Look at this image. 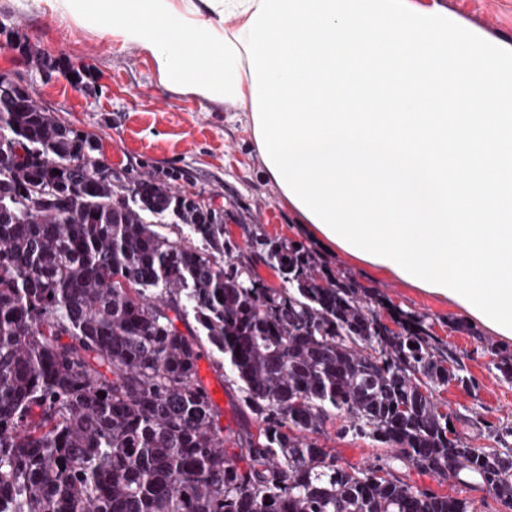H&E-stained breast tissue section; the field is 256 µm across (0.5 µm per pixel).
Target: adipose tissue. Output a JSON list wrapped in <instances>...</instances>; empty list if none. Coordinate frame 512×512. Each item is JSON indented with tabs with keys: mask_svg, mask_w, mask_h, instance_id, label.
<instances>
[{
	"mask_svg": "<svg viewBox=\"0 0 512 512\" xmlns=\"http://www.w3.org/2000/svg\"><path fill=\"white\" fill-rule=\"evenodd\" d=\"M165 85L248 111L267 175L336 253L512 342V44L438 0H54Z\"/></svg>",
	"mask_w": 512,
	"mask_h": 512,
	"instance_id": "obj_1",
	"label": "adipose tissue"
}]
</instances>
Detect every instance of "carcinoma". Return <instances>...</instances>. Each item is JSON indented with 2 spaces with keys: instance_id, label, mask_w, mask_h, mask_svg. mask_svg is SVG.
Wrapping results in <instances>:
<instances>
[{
  "instance_id": "cac0c4a2",
  "label": "carcinoma",
  "mask_w": 512,
  "mask_h": 512,
  "mask_svg": "<svg viewBox=\"0 0 512 512\" xmlns=\"http://www.w3.org/2000/svg\"><path fill=\"white\" fill-rule=\"evenodd\" d=\"M15 94L0 101V512H474L412 470L476 481L512 512V427L490 448L449 426L437 388L472 381L423 317L393 310L389 328L376 294L301 247L233 253L216 210L125 181ZM206 353L259 434L221 425ZM337 418L383 453L352 464L319 444Z\"/></svg>"
}]
</instances>
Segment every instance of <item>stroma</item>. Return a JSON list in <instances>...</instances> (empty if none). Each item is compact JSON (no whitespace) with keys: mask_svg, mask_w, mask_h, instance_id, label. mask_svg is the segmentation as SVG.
<instances>
[{"mask_svg":"<svg viewBox=\"0 0 512 512\" xmlns=\"http://www.w3.org/2000/svg\"><path fill=\"white\" fill-rule=\"evenodd\" d=\"M454 19L483 36L512 43V0H440ZM0 75L21 84L62 123L97 139L113 169L132 182L169 180L209 201L224 217V237L240 249L253 239L294 244L319 254L331 268L380 292L389 309L425 316L442 351L459 361L468 387L449 383L437 400L470 443L493 446L496 430L512 426V382L495 364L512 343L494 335L453 304L342 257L317 239L289 209L267 176L245 113L224 110L159 80L149 53L82 27L51 0H0ZM214 403L234 426L258 432L260 422L239 402L227 369L201 374ZM327 424L324 444L344 460L373 461L381 448L370 438L338 437Z\"/></svg>","mask_w":512,"mask_h":512,"instance_id":"stroma-1","label":"stroma"}]
</instances>
